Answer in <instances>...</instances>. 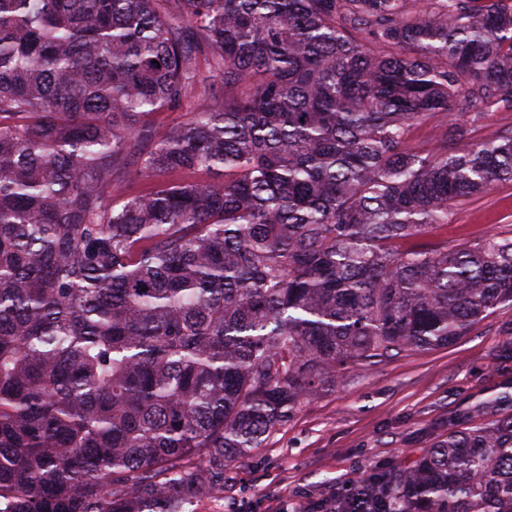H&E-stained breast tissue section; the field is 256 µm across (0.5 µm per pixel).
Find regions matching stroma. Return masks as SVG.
Returning a JSON list of instances; mask_svg holds the SVG:
<instances>
[{
  "label": "stroma",
  "mask_w": 512,
  "mask_h": 512,
  "mask_svg": "<svg viewBox=\"0 0 512 512\" xmlns=\"http://www.w3.org/2000/svg\"><path fill=\"white\" fill-rule=\"evenodd\" d=\"M474 141L512 127V103L479 105L452 118ZM512 232V183L452 204L431 238L465 249ZM512 414V306L501 305L468 336L443 348L405 350L344 373L310 397L263 447L227 472L224 490L192 512H318L364 476L420 456L449 429Z\"/></svg>",
  "instance_id": "obj_1"
}]
</instances>
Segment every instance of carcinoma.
Wrapping results in <instances>:
<instances>
[{
  "mask_svg": "<svg viewBox=\"0 0 512 512\" xmlns=\"http://www.w3.org/2000/svg\"><path fill=\"white\" fill-rule=\"evenodd\" d=\"M498 96L504 0H0V512H185L345 370L512 305L511 234L406 247L512 183V129L448 137ZM363 498L512 512V416Z\"/></svg>",
  "mask_w": 512,
  "mask_h": 512,
  "instance_id": "carcinoma-1",
  "label": "carcinoma"
}]
</instances>
